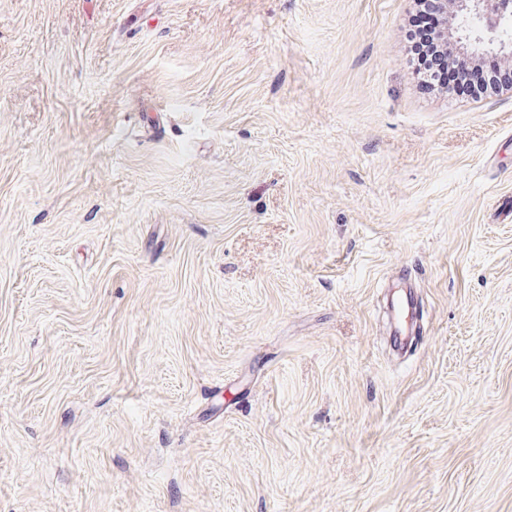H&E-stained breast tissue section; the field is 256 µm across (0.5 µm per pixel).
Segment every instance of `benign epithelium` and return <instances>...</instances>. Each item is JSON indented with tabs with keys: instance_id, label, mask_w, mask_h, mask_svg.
Returning a JSON list of instances; mask_svg holds the SVG:
<instances>
[{
	"instance_id": "1",
	"label": "benign epithelium",
	"mask_w": 512,
	"mask_h": 512,
	"mask_svg": "<svg viewBox=\"0 0 512 512\" xmlns=\"http://www.w3.org/2000/svg\"><path fill=\"white\" fill-rule=\"evenodd\" d=\"M433 4L456 21L452 36L463 56L481 55L478 44L482 43L512 59V38L506 35V27L512 24V0H433Z\"/></svg>"
}]
</instances>
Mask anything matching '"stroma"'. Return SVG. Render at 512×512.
<instances>
[{"label":"stroma","mask_w":512,"mask_h":512,"mask_svg":"<svg viewBox=\"0 0 512 512\" xmlns=\"http://www.w3.org/2000/svg\"><path fill=\"white\" fill-rule=\"evenodd\" d=\"M413 5L0 0V512H512V90ZM446 24L447 20L422 0L408 18L409 67L423 93L477 97L511 85V73L500 62L459 60L448 40Z\"/></svg>","instance_id":"stroma-1"}]
</instances>
